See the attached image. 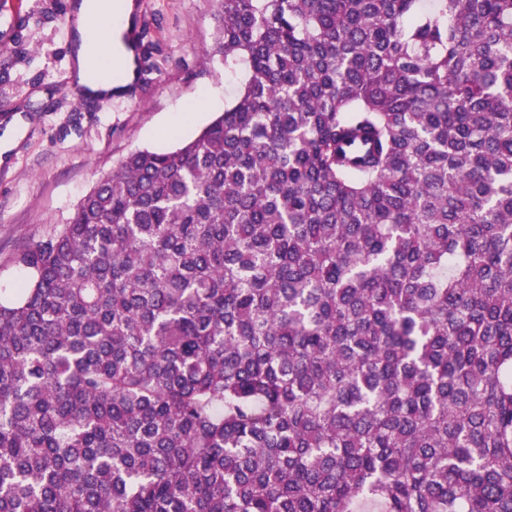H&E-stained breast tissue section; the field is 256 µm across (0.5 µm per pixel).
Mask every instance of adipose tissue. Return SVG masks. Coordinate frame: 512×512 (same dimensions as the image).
<instances>
[{"mask_svg": "<svg viewBox=\"0 0 512 512\" xmlns=\"http://www.w3.org/2000/svg\"><path fill=\"white\" fill-rule=\"evenodd\" d=\"M78 16V46L72 51L71 71L78 85L107 96H122L137 79L132 54L121 40L131 26V4L119 5L115 0H81L75 7ZM109 49L114 71L95 78L90 74L93 56Z\"/></svg>", "mask_w": 512, "mask_h": 512, "instance_id": "adipose-tissue-1", "label": "adipose tissue"}]
</instances>
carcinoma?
<instances>
[{
    "mask_svg": "<svg viewBox=\"0 0 512 512\" xmlns=\"http://www.w3.org/2000/svg\"><path fill=\"white\" fill-rule=\"evenodd\" d=\"M214 2L0 289V512H512V0Z\"/></svg>",
    "mask_w": 512,
    "mask_h": 512,
    "instance_id": "carcinoma-1",
    "label": "carcinoma"
}]
</instances>
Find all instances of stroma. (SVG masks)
Here are the masks:
<instances>
[{
  "label": "stroma",
  "mask_w": 512,
  "mask_h": 512,
  "mask_svg": "<svg viewBox=\"0 0 512 512\" xmlns=\"http://www.w3.org/2000/svg\"><path fill=\"white\" fill-rule=\"evenodd\" d=\"M71 0H0V288L22 272L17 253L64 224L74 205L129 153L168 151L235 99L242 74L206 60L212 0H137L141 77L101 104L66 87Z\"/></svg>",
  "instance_id": "35a3bbf8"
}]
</instances>
